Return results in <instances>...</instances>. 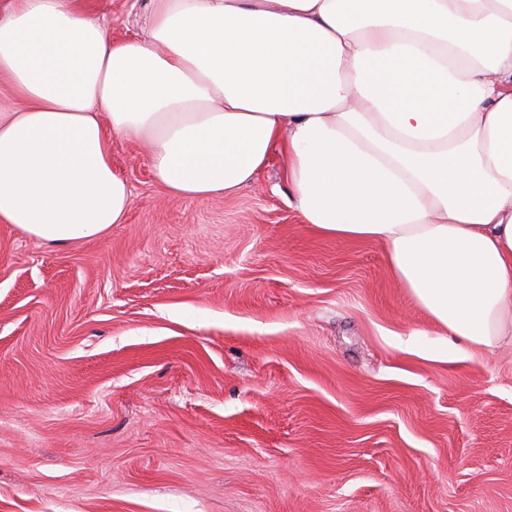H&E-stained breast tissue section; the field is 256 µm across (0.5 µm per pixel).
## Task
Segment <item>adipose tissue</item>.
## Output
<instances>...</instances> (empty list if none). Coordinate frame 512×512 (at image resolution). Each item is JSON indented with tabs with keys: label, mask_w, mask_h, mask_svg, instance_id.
Wrapping results in <instances>:
<instances>
[{
	"label": "adipose tissue",
	"mask_w": 512,
	"mask_h": 512,
	"mask_svg": "<svg viewBox=\"0 0 512 512\" xmlns=\"http://www.w3.org/2000/svg\"><path fill=\"white\" fill-rule=\"evenodd\" d=\"M116 138L191 199L282 150L304 223L380 243L447 339L512 346V0H149L125 43L76 0H0V223H124Z\"/></svg>",
	"instance_id": "ef3b65f1"
}]
</instances>
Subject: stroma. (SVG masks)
<instances>
[{
  "label": "stroma",
  "instance_id": "stroma-1",
  "mask_svg": "<svg viewBox=\"0 0 512 512\" xmlns=\"http://www.w3.org/2000/svg\"><path fill=\"white\" fill-rule=\"evenodd\" d=\"M113 42L148 0H85ZM132 203L53 246L0 224V512H512V349L451 359L375 242L288 203L285 160L230 196Z\"/></svg>",
  "mask_w": 512,
  "mask_h": 512
}]
</instances>
